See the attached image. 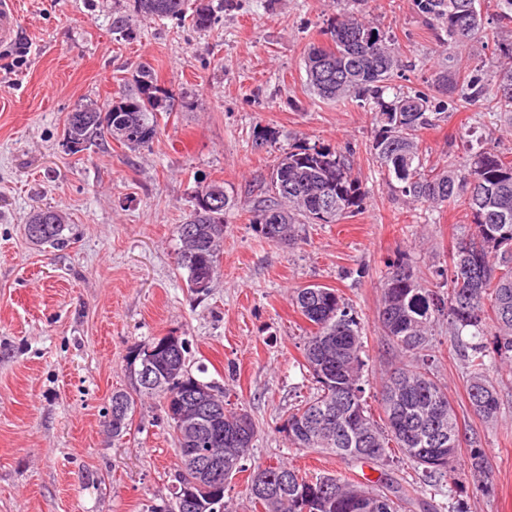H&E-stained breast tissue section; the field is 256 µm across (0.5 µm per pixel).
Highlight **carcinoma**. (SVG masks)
<instances>
[{
	"instance_id": "carcinoma-1",
	"label": "carcinoma",
	"mask_w": 512,
	"mask_h": 512,
	"mask_svg": "<svg viewBox=\"0 0 512 512\" xmlns=\"http://www.w3.org/2000/svg\"><path fill=\"white\" fill-rule=\"evenodd\" d=\"M422 14L437 20L452 51L468 45L484 28L478 0H413ZM138 13L179 20L183 0H134ZM193 26L205 30L215 22L212 0H196ZM328 44L312 47L304 59L307 81L322 99L355 98L374 112L371 152L391 190L409 204L438 208L462 202L470 212L472 232L458 238L448 265V291L438 289L406 261L389 266L381 285L378 321L395 352L410 362L401 363L382 380V413L374 415L365 399L363 358L365 344L359 316L335 288L309 285L292 295L293 305L309 322L303 348L304 363L316 393L297 405L281 427L288 445L297 450L330 453L347 464L370 461L382 465L400 451L411 462L415 480L381 484L369 490L351 478L310 477L279 463L264 472L275 486L261 502L263 512H405V505L425 486L440 490L470 475L489 480L483 452L471 449L467 468L456 467L462 433L448 399L447 389L428 366L434 323L448 320V335L467 372L468 399L473 413L489 419L501 408L491 371L512 367V158L492 140L469 138L466 155L443 165L429 164L420 145L421 131L436 125L440 113L432 111L425 93L390 90L388 81L399 59L391 39L379 27L353 14L329 21L323 29ZM499 61L494 84L479 75L461 77L448 67L436 72V89L448 101L467 104L486 101L512 132V41L496 44ZM136 90L101 107L84 105L70 112L65 137L70 150L106 136L102 123L131 149L152 141L159 133L158 116L171 110L153 68L143 64L136 72ZM267 196L261 200L257 223L275 243H296L299 218L307 224H335L363 204L364 192L353 177L345 156L319 144L300 145L286 153L274 167ZM221 198L224 206L208 203ZM234 205L224 185L214 183L196 196L185 223L194 226L190 237L177 225L181 248L178 267L186 271L187 286L196 291L201 279L213 282L224 250V214ZM48 222L33 242L54 248L68 246L66 227L58 211L44 212ZM168 337H152L137 344L127 357L130 389L112 393L103 427L114 438L131 429L137 400L143 396L163 401L166 421L179 456L171 500L148 507V512H226L224 487H212L213 500L201 492L190 493L191 467L184 448H220L224 453V479L242 471L257 425L244 408L224 407V390L195 378L188 370V344L178 340L176 353L165 348ZM155 350L160 382L149 387L138 377L136 353ZM196 395L221 418V437L214 439L208 422L199 424L195 442L182 434L179 404L182 394ZM248 422L244 443L231 442L239 420Z\"/></svg>"
}]
</instances>
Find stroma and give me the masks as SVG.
Wrapping results in <instances>:
<instances>
[{
	"label": "stroma",
	"mask_w": 512,
	"mask_h": 512,
	"mask_svg": "<svg viewBox=\"0 0 512 512\" xmlns=\"http://www.w3.org/2000/svg\"><path fill=\"white\" fill-rule=\"evenodd\" d=\"M13 2L17 39L0 47V512H147L169 498L179 459L159 400L138 403L122 439L101 426L113 391L129 387L130 348L155 336L187 340L191 370L257 424L242 472L224 488L231 512H252L250 472L285 459L314 476L408 481L401 462L352 466L289 448L281 426L314 391L301 367L309 324L291 296L320 284L352 304L364 324L365 396L379 410L381 374L399 362L377 321L388 266L404 257L426 273L447 268L471 218L460 203L433 210L398 199L369 151L368 106L317 97L303 59L324 42L328 20L352 12L386 31L405 62L391 86L438 102L432 82L446 53L436 21L412 0H226L200 31L136 14L133 0ZM122 16L132 32L117 28ZM143 62L174 105L157 137L136 150L110 140L70 153L68 113L119 97ZM496 129L484 105L457 102L421 144L440 164L464 154L461 132ZM307 143L350 156L363 205L277 244L253 222L255 179ZM214 182L235 205L224 215L219 273L197 294L175 264L176 226ZM36 208L63 213L67 248L28 240ZM431 344L430 370L466 437L458 461L473 437L492 469L489 482L462 479L451 496L465 512H512V371L494 373L502 408L486 421L470 408L447 321Z\"/></svg>",
	"instance_id": "35a3bbf8"
}]
</instances>
